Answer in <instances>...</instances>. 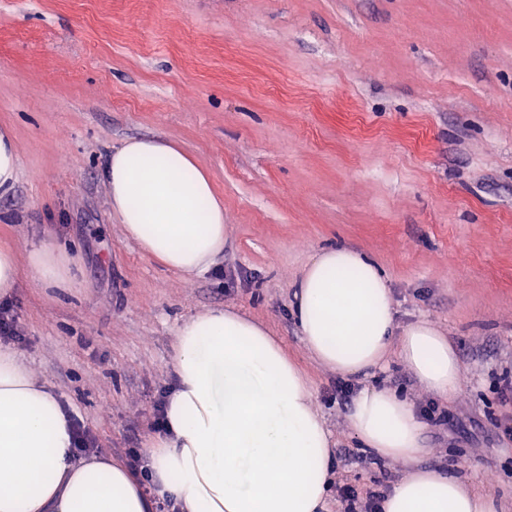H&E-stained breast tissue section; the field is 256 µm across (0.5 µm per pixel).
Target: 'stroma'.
<instances>
[{
  "label": "stroma",
  "instance_id": "1",
  "mask_svg": "<svg viewBox=\"0 0 512 512\" xmlns=\"http://www.w3.org/2000/svg\"><path fill=\"white\" fill-rule=\"evenodd\" d=\"M3 129L20 170L0 245L79 259L77 288L21 279L13 352L103 455L145 448L177 328L224 309L303 369L338 472L395 485L405 465L361 448L291 314L307 265L345 246L378 264L398 328L431 323L457 351L422 467L512 512V0H0ZM132 138L209 174L226 233L207 271L165 268L111 215L102 165Z\"/></svg>",
  "mask_w": 512,
  "mask_h": 512
}]
</instances>
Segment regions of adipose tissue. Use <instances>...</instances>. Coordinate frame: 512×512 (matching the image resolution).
<instances>
[{"instance_id":"1","label":"adipose tissue","mask_w":512,"mask_h":512,"mask_svg":"<svg viewBox=\"0 0 512 512\" xmlns=\"http://www.w3.org/2000/svg\"><path fill=\"white\" fill-rule=\"evenodd\" d=\"M102 177L110 210L148 257L193 274L223 252L224 206L207 172L174 143L127 140L109 153ZM28 261L21 268L15 249L0 247V298L25 273L48 288L72 287L78 259L56 242L41 240ZM294 298L309 350L336 372L363 379L394 353L429 390L456 389L460 364L448 337L426 322L397 329L386 281L361 252H319ZM174 348L167 433L146 453L152 496L121 461H76L60 401L0 349V512H155L168 495L183 512H324L330 433L280 343L244 315L210 309L183 322ZM349 419L376 458L408 468L383 512H501L496 495L421 467V423L397 391L364 386Z\"/></svg>"}]
</instances>
